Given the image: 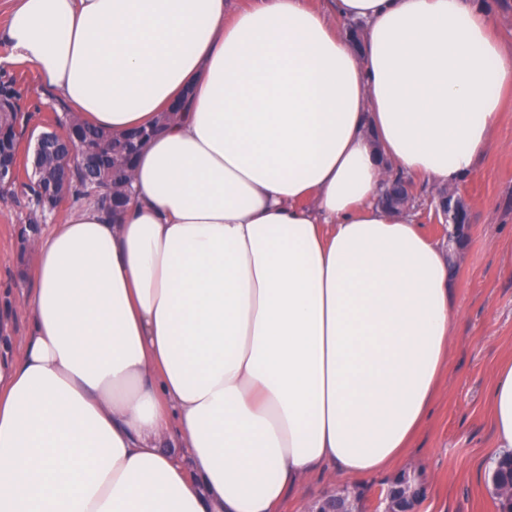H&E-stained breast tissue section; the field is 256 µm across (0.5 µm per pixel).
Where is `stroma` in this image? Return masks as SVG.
<instances>
[{"label": "stroma", "instance_id": "35a3bbf8", "mask_svg": "<svg viewBox=\"0 0 512 512\" xmlns=\"http://www.w3.org/2000/svg\"><path fill=\"white\" fill-rule=\"evenodd\" d=\"M13 77L21 83L20 106L30 115L31 127L40 131L69 117L58 94L30 67L9 61L0 41V81ZM494 139L473 174L454 188L468 203L471 218L454 274L462 321L441 389L403 465L426 487L416 512H499L487 480L495 448L486 397L494 367L512 357V100ZM79 205L69 195L54 211H40L24 180L0 194V348L10 354H19L30 329L17 297L33 288L22 272L32 266L34 255L22 250L16 229L34 219L48 230Z\"/></svg>", "mask_w": 512, "mask_h": 512}]
</instances>
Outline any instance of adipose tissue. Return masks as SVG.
<instances>
[{
  "label": "adipose tissue",
  "instance_id": "adipose-tissue-1",
  "mask_svg": "<svg viewBox=\"0 0 512 512\" xmlns=\"http://www.w3.org/2000/svg\"><path fill=\"white\" fill-rule=\"evenodd\" d=\"M5 38L115 134L180 118L36 236L0 357V512H278L399 467L462 318L450 253L380 205L494 144L512 55L476 0H10ZM361 22V42L341 33ZM512 450V358L492 374ZM326 478L314 480L306 485L298 494L287 498L281 512H308L310 503L323 497L311 506L310 512H354L356 500L349 495H327L342 492L351 487V481L340 479L327 482ZM327 495V496H325Z\"/></svg>",
  "mask_w": 512,
  "mask_h": 512
}]
</instances>
